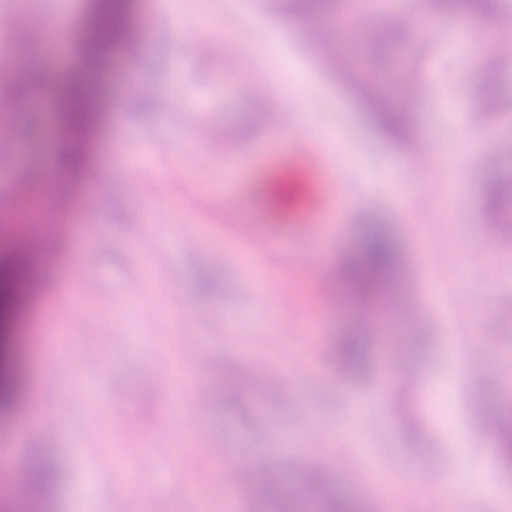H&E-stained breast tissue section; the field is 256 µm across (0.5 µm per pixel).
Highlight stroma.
<instances>
[{
	"mask_svg": "<svg viewBox=\"0 0 512 512\" xmlns=\"http://www.w3.org/2000/svg\"><path fill=\"white\" fill-rule=\"evenodd\" d=\"M129 2L139 52L96 69L105 93L90 119L89 174L55 184L69 205L88 204L87 222L49 225L47 252L32 254L28 291L0 330L23 374L14 406L0 413V465L11 469L0 512H24L15 480L35 458L57 473L37 497L39 512H253L228 467L237 459L292 479L334 473L363 512H512V473L489 452L478 410L512 397V246L485 224L490 174H512V63L487 81L493 32L464 18L452 32L451 19L411 0L403 57L423 46L430 53L413 137L402 143L378 130L305 45L297 13L270 16L262 0ZM199 36L233 49L186 55L185 43ZM490 83L502 110L481 119L472 106ZM50 101L38 92L0 112L13 132L0 143V172L28 186L0 210V258L11 255L5 238L26 223L39 199L35 178L50 170L61 141ZM199 126L232 137L202 141ZM283 128L310 140L348 189V203L331 208L332 226L302 241L311 256L303 265L238 241L227 220L234 203L239 223H287L263 182L246 186ZM473 130L493 149L466 142ZM421 144L431 161L416 169L406 203L389 169L415 161ZM372 216L398 243L406 273L400 303L372 318L371 368L356 378L337 369L330 349L363 316L328 306L321 283L371 231ZM189 237L196 247L186 246ZM281 284L295 292L293 309L277 303ZM62 302L73 325L52 349ZM389 345L397 364L381 355ZM200 378L209 403L182 407ZM79 387L88 403L74 409ZM117 398L138 434L114 425ZM35 407L57 422L55 433L25 436ZM207 448L226 454L205 462ZM423 456L436 470L428 501L411 493L429 482L417 467ZM350 458L374 481L351 483ZM466 479L470 491L450 496ZM130 482L140 494L124 492ZM487 486L503 499H483Z\"/></svg>",
	"mask_w": 512,
	"mask_h": 512,
	"instance_id": "35a3bbf8",
	"label": "stroma"
}]
</instances>
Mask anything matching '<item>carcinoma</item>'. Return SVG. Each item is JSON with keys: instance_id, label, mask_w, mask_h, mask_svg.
<instances>
[{"instance_id": "obj_1", "label": "carcinoma", "mask_w": 512, "mask_h": 512, "mask_svg": "<svg viewBox=\"0 0 512 512\" xmlns=\"http://www.w3.org/2000/svg\"><path fill=\"white\" fill-rule=\"evenodd\" d=\"M115 0H93L94 9L82 33L85 39L84 54L94 67L107 63L116 54L120 45L139 36L134 26L115 28L112 12ZM269 8L279 9L280 4L293 6L295 12L318 22V27L309 33L316 46L328 51L335 46L332 61L344 83L354 91L360 103L370 112L376 124L395 140L406 137L411 124V102L417 87L418 74L413 72L396 79L397 88L381 70L372 69L368 62L390 51L405 31L398 19L388 22L377 39L369 44L367 54L362 56L352 40L340 42V34L332 28L341 19L347 4L339 0H268ZM435 9L454 17L475 19L496 10L512 16V0H433ZM43 80L42 63H34L15 82L19 92L14 99L20 101L29 89H35ZM58 85L59 117L62 134L79 131L87 121L90 104L97 98V86L91 80L75 82L70 75L56 73ZM499 102L496 92L487 88L485 95L473 103L477 112H493ZM271 203L277 208H286L299 201L300 187L282 176L269 191ZM486 213L494 221L504 238H512V179L494 177L487 186ZM13 280L16 286L27 284V258L17 252L9 264H0V271ZM402 260L397 246L384 233L377 231L361 241L356 251L346 258L342 267L341 287L336 294L344 305L365 312L381 310L389 299L400 292ZM331 354L345 370L363 372L369 358L365 350V339L351 330L338 337L332 344ZM22 383L17 364L0 357V410L9 407ZM501 421L496 436L500 465L512 472V418L499 416ZM251 496L262 508L272 504L269 512H304L313 508L315 512H362L360 504L340 489L336 479L326 473H313L299 481L289 483L270 470L250 474Z\"/></svg>"}]
</instances>
